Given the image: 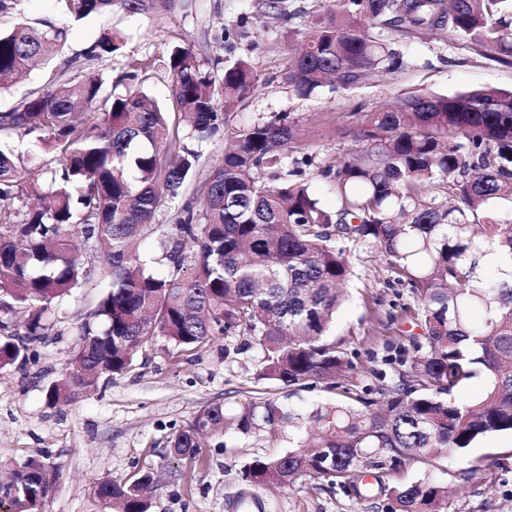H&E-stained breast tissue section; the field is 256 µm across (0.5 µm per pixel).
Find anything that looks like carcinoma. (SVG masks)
<instances>
[{
    "label": "carcinoma",
    "instance_id": "cac0c4a2",
    "mask_svg": "<svg viewBox=\"0 0 512 512\" xmlns=\"http://www.w3.org/2000/svg\"><path fill=\"white\" fill-rule=\"evenodd\" d=\"M58 2L82 20L115 7L158 14L179 0ZM509 12L512 0H328L304 46L288 53L283 78L307 97L327 82L350 88L400 71L403 56L369 34L370 22L403 36L457 34L509 64ZM65 42L53 27L0 33V91ZM122 45L121 34L102 33L44 93L0 113V369L25 363L30 344L52 335L56 305L98 282L95 258L106 245L110 282L81 325L74 371L48 387L53 404L123 374L160 336L178 358L232 333L257 346L258 379L322 384L336 401L305 419L262 393L209 404L170 437L174 459L203 462L205 435L286 431L288 451L253 458L245 483L345 485L385 458L431 465L450 454L468 478L487 471L464 451L512 434V90L412 94L387 110L354 112L355 147L334 164L304 142L298 118L260 117L233 132L211 164L208 143L224 136L226 111L254 92L258 72L242 59L208 66L178 48L166 63L167 102L140 87L105 95L100 63ZM80 106L100 122L78 121ZM34 132L51 155L40 184L24 177L13 146ZM308 169L336 209L321 205ZM164 195L177 202L175 233L149 258L140 245L163 231L155 214ZM373 251L410 288L424 343L409 361L384 359L395 385L357 392L345 383L354 363L328 331L356 263ZM474 380L483 381L480 393L455 399ZM58 479V469L25 461L0 479V512H41ZM155 487L146 466L94 493L115 512H149ZM446 494L427 473L389 491L391 510L442 512Z\"/></svg>",
    "mask_w": 512,
    "mask_h": 512
}]
</instances>
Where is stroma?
<instances>
[{"instance_id":"1","label":"stroma","mask_w":512,"mask_h":512,"mask_svg":"<svg viewBox=\"0 0 512 512\" xmlns=\"http://www.w3.org/2000/svg\"><path fill=\"white\" fill-rule=\"evenodd\" d=\"M325 0H281L280 13H269L264 0H182L152 18L121 11L76 21L57 0H18L0 14V29L19 24H50L67 31V52H84L106 28L121 29L126 43L101 66L105 89H114L132 59L147 57L144 88L158 100L168 96L164 67L171 50L192 48L208 62L249 61L261 76L253 94L228 113L235 128L261 116L287 112L301 117L305 142L321 160L332 163L352 146L348 135L354 111L378 112L410 92L452 95L472 89H512V65L479 54L470 40L447 32L402 38L375 25L371 34L394 43L404 68L388 79L372 77L345 89L324 86L299 97L282 79L289 48L299 46ZM59 58H50L0 93V112L40 93ZM348 285L349 298L336 320L335 339L355 364L348 382L362 389L383 360L398 354L411 358L420 342L419 329L401 312L412 301L408 287L381 254L362 265ZM99 291L75 289L60 309L57 329L47 344L33 348L25 365L0 369V466L37 458L57 467L60 478L42 512H112L95 486L105 480L125 484L144 466H152L159 484L152 512H231L236 501L258 500L259 512H379L381 497H360L352 486L329 485L318 478L297 487L255 489L241 480L251 459L284 452L287 441L265 434L219 435L203 444L205 465L168 458L171 434L187 425L202 407L259 391L270 394L284 410L305 414L330 399L323 387H277L256 378L257 352L246 336H216L203 350L172 358L165 338L140 351L134 367L113 376L69 405H51L48 386L71 368L79 347V327L94 309ZM467 454L492 461L483 476L463 480L456 459L445 457L430 466L403 460L380 470L382 484L397 486L433 474L448 489L444 512H512V434L486 437Z\"/></svg>"}]
</instances>
